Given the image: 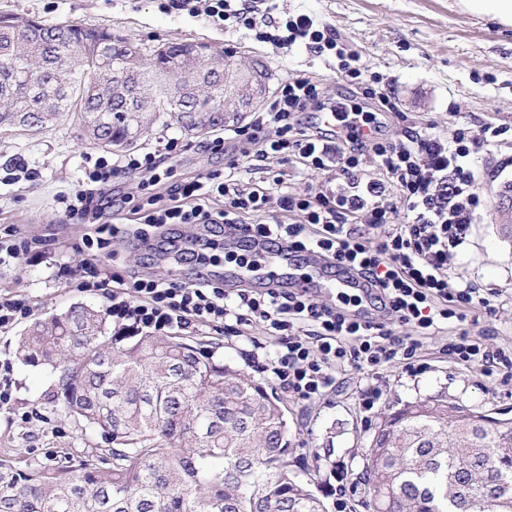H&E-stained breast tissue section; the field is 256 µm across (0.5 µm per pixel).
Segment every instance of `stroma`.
Masks as SVG:
<instances>
[{"label": "stroma", "instance_id": "1", "mask_svg": "<svg viewBox=\"0 0 512 512\" xmlns=\"http://www.w3.org/2000/svg\"><path fill=\"white\" fill-rule=\"evenodd\" d=\"M274 6L280 18L314 16L341 37L348 56L319 55L302 46L279 50L243 27L220 28L201 15L162 12L158 0H0V12L50 25L102 28L135 43L146 56L167 43L205 42L224 49L228 63L237 67L253 58L263 60L275 85L296 75L318 78L325 95L343 103L354 98L345 69L356 68L360 88L395 98L398 112L389 115L383 128L392 142L402 139L406 129L433 125L444 131L455 120L496 129L497 137L481 153L484 177L479 188L487 203L477 213L452 275L499 292L503 307L480 316L474 330L492 346H512V241L500 233L501 225L512 223V209L500 200L502 190L512 183V27L465 12L454 0H275ZM214 136L211 130L195 133L175 124L157 125L138 146L155 147L171 137L189 142V150L175 164L174 174L180 180L223 167V156L199 147ZM121 155L118 149L88 145L66 115L35 134L0 130V232L13 230L29 243L10 264L0 266V293L25 300L33 317L58 313L76 303L108 306L111 284L92 290L81 287L89 254L87 228L65 218L58 198L73 194L85 181L87 157L113 160ZM18 163L33 171V178H17ZM171 234L184 241L199 236L212 239L214 256L220 259L225 254L224 230L219 225L180 224L158 229L146 245L130 236L115 237L102 260L192 283L198 266L182 256H166ZM23 329L19 323L0 331V360L11 361L16 382L13 410H0V459L52 464L67 453L84 456L107 447L100 432L83 431L64 414L45 409L46 371L24 364L16 353ZM183 337L205 347L215 361L268 384L267 375L253 372L245 358L248 341L225 337L223 326H201ZM442 342L439 336L429 340L425 373L414 377L396 368L383 373L382 410L445 399L468 408L512 411V380L494 381L479 368L449 362L437 352ZM358 380V372L348 370L339 392L308 406L285 394L280 397L292 443L289 461L327 512H336L330 488L337 483L339 467L361 478L362 456L372 437L357 405ZM23 415L28 418L24 424L19 421Z\"/></svg>", "mask_w": 512, "mask_h": 512}]
</instances>
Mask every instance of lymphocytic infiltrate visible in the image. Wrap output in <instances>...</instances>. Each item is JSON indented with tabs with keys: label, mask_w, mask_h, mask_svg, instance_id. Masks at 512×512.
Here are the masks:
<instances>
[{
	"label": "lymphocytic infiltrate",
	"mask_w": 512,
	"mask_h": 512,
	"mask_svg": "<svg viewBox=\"0 0 512 512\" xmlns=\"http://www.w3.org/2000/svg\"><path fill=\"white\" fill-rule=\"evenodd\" d=\"M159 7L167 12L203 10L212 24L243 26L278 49L299 41L316 53L339 48V37L307 14L285 21L270 16L257 23L259 0H161ZM321 94L312 77L284 81L246 125L233 129L230 137L203 142L204 151L229 153L224 168L173 184L166 196L148 195L131 210L120 205L110 210L101 186L125 171L155 174L172 165L189 148L178 138L112 163L97 158L87 175L89 188L61 202L66 218L76 224H98L111 214L115 235L123 220L134 222L135 234L144 240L169 224H221L229 236H241L247 244L282 240L290 251L320 253L329 264H348L369 283L365 300L378 309V316L352 315L295 289L228 290L208 276L185 285L116 273L107 312L118 328L117 340L219 321L225 335L239 337L244 326L258 322L277 347L262 358L249 353L257 371L270 373L289 397L313 403L335 388L339 371L355 369L369 382L361 399L367 413L381 398L382 371H425L424 347L429 339L448 333L452 321L461 328L448 334L441 347L449 359L476 366L492 379L511 370V347H490L464 326L469 313L490 308V300L472 284L453 283L450 274L475 214L485 204L477 159L489 143L486 129L457 121L448 132L429 126L392 143L382 137L384 117L395 109L391 96L380 95L374 106L348 108L323 103ZM324 110L334 113L335 128L318 123L317 114ZM229 140L234 143L230 152L225 149ZM272 158L294 170L324 174L325 189L293 193L282 179L273 194L241 188L240 164L262 170ZM368 158L375 174L364 168ZM216 197L223 198V208L212 207ZM272 201L277 204L273 210L268 207ZM391 316L405 326V334L394 332L387 322Z\"/></svg>",
	"instance_id": "f902f5d3"
}]
</instances>
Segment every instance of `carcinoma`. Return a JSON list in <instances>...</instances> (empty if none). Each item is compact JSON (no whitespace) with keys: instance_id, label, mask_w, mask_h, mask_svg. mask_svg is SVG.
<instances>
[{"instance_id":"obj_1","label":"carcinoma","mask_w":512,"mask_h":512,"mask_svg":"<svg viewBox=\"0 0 512 512\" xmlns=\"http://www.w3.org/2000/svg\"><path fill=\"white\" fill-rule=\"evenodd\" d=\"M0 24V129L35 133L61 112L87 140L133 145L160 119L188 131L224 125L211 111L239 73L193 51H157L151 69L112 32ZM94 43H85L88 31ZM17 353L54 376L46 404L112 447L56 464L0 461V512H325L288 471L279 401L250 376L174 337L118 343L106 310L75 304L31 323ZM372 512H512V417L445 399L382 417L365 455Z\"/></svg>"}]
</instances>
